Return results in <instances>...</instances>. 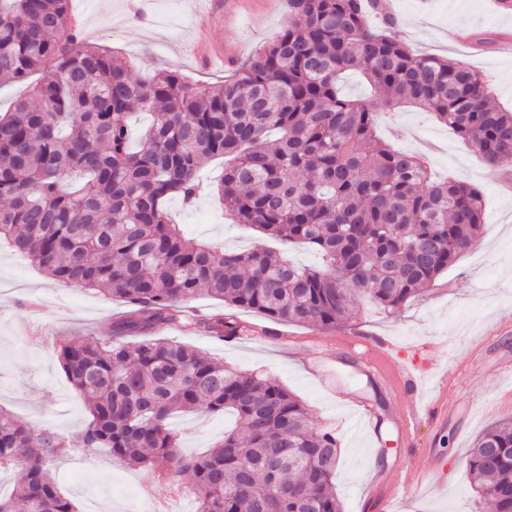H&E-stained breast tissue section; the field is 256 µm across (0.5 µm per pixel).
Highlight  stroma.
Segmentation results:
<instances>
[{
  "label": "stroma",
  "mask_w": 512,
  "mask_h": 512,
  "mask_svg": "<svg viewBox=\"0 0 512 512\" xmlns=\"http://www.w3.org/2000/svg\"><path fill=\"white\" fill-rule=\"evenodd\" d=\"M383 2L412 50L466 63L488 81L494 104L512 110V17L496 13L492 0ZM70 8L83 38L117 52L132 77L175 71L202 87L223 80L236 60L196 59L198 42L244 53L273 41L289 22L287 0H70ZM377 132L394 148L424 155L436 177L482 191L484 235L478 247L392 315L369 305L324 329L275 323L239 309L236 318L252 326L250 335H185L172 326L161 334L227 366L276 380L308 407L315 426L333 430L342 512H491L470 482L467 452L490 424L512 417V374L505 370L512 331L499 328L501 316L512 315V172L487 168L450 128L418 108L382 110ZM169 209L187 238L232 249L269 243L251 227L225 220L216 195H203L190 208L175 199ZM128 310L107 293L61 284L0 246V408L35 429L49 426L66 438L79 433L89 413L62 372L54 339H81ZM371 335L391 339L394 362L462 367L444 398L447 421L416 426L419 442L438 459L445 490L389 509L378 492L409 463L401 411L388 382L344 349L355 337ZM362 403L373 412L365 430L352 417ZM232 423V416L207 412L176 417L180 453L206 452ZM53 471L79 512H142L161 498L168 512L196 509L195 498L181 495L180 487L102 450L71 449Z\"/></svg>",
  "instance_id": "obj_1"
}]
</instances>
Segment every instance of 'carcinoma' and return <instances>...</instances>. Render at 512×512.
Wrapping results in <instances>:
<instances>
[{
	"mask_svg": "<svg viewBox=\"0 0 512 512\" xmlns=\"http://www.w3.org/2000/svg\"><path fill=\"white\" fill-rule=\"evenodd\" d=\"M288 11L270 44L201 89L177 72L131 79L125 62L82 45L69 0H0V76L42 72L0 116V243L54 280L135 306L106 336L56 342L89 407L74 441L0 408V470L22 465L0 512H77L52 474L73 444L105 448L164 482L191 473L197 512H341L336 436L314 426L302 401L155 333L176 324L240 335L231 314L183 317L182 305L204 293L324 328L365 301L398 312L480 242L483 196L432 180L422 156L379 141L378 108L433 113L492 170L512 167V112L491 104L478 71L414 53L380 0H288ZM345 73L361 74L377 98L343 95ZM134 112L153 115L135 148ZM219 157L227 216L285 247L308 245L321 266L185 239L168 202L193 204ZM227 410L236 424L214 449L177 452L173 414ZM467 466L495 512H512V418L477 437Z\"/></svg>",
	"mask_w": 512,
	"mask_h": 512,
	"instance_id": "carcinoma-1",
	"label": "carcinoma"
}]
</instances>
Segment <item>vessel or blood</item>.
<instances>
[{
    "label": "vessel or blood",
    "mask_w": 512,
    "mask_h": 512,
    "mask_svg": "<svg viewBox=\"0 0 512 512\" xmlns=\"http://www.w3.org/2000/svg\"><path fill=\"white\" fill-rule=\"evenodd\" d=\"M354 353L368 362L376 371L387 375L394 390L403 392L407 404L401 421L408 440H415V426L419 418H427L431 424L442 423L448 416V409L441 399L424 401V375L411 365L394 364L391 357L392 343L389 339L375 337L362 343L352 344ZM438 486V463L426 449L415 448L409 466L385 494V502L412 496L425 489Z\"/></svg>",
    "instance_id": "1"
}]
</instances>
